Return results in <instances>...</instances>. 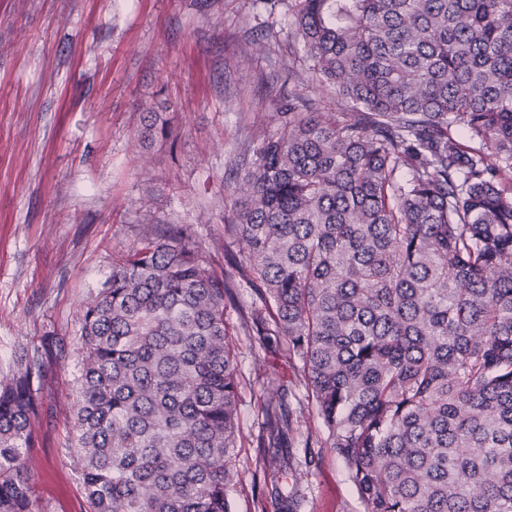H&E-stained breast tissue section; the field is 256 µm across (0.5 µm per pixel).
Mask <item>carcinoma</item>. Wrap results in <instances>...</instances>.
<instances>
[{
  "instance_id": "cac0c4a2",
  "label": "carcinoma",
  "mask_w": 512,
  "mask_h": 512,
  "mask_svg": "<svg viewBox=\"0 0 512 512\" xmlns=\"http://www.w3.org/2000/svg\"><path fill=\"white\" fill-rule=\"evenodd\" d=\"M336 118L288 100L244 149L219 276L184 226L112 263L83 312L74 448L86 512H230L233 277L364 512H512V0H297ZM42 352L0 380V512L33 491ZM278 512L292 417L267 415Z\"/></svg>"
}]
</instances>
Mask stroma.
<instances>
[{
	"instance_id": "1",
	"label": "stroma",
	"mask_w": 512,
	"mask_h": 512,
	"mask_svg": "<svg viewBox=\"0 0 512 512\" xmlns=\"http://www.w3.org/2000/svg\"><path fill=\"white\" fill-rule=\"evenodd\" d=\"M271 21L263 54L251 42ZM292 12L262 0H0V373L16 347L43 354L38 440L26 454L50 512H84L70 407L80 318L116 259L144 234L186 225L215 272L243 250L224 230L235 160L277 127L294 94L349 111L322 85ZM172 134L143 140L146 113ZM256 297L224 309L239 369V437L231 512H275L262 471L265 401L288 389L294 422L282 480L300 512H363L345 465L304 440L320 420L299 363L264 347Z\"/></svg>"
}]
</instances>
